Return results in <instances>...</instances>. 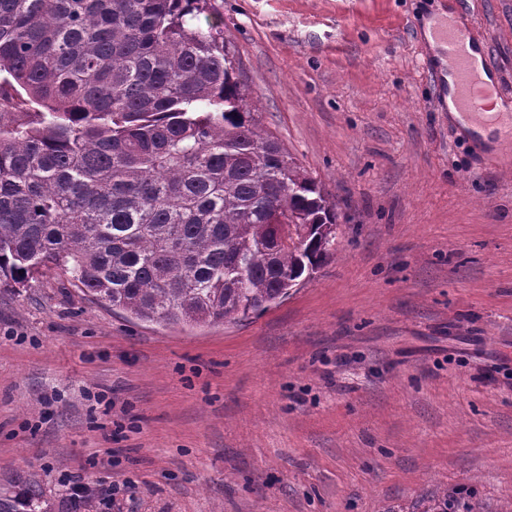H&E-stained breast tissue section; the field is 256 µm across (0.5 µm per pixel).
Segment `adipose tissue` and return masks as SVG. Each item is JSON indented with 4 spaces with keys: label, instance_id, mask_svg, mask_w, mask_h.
<instances>
[{
    "label": "adipose tissue",
    "instance_id": "adipose-tissue-1",
    "mask_svg": "<svg viewBox=\"0 0 512 512\" xmlns=\"http://www.w3.org/2000/svg\"><path fill=\"white\" fill-rule=\"evenodd\" d=\"M465 51L476 78L481 85L489 90V94L483 102L484 113L489 122L485 125H477L472 122L464 105V96L459 91L456 83H449L446 103L452 118L458 123L462 133L470 137L480 138L484 143L490 145L499 139L502 131L501 126L495 124L494 119L498 114L506 112L508 106L491 91L493 80L484 65L479 46L470 41L466 42Z\"/></svg>",
    "mask_w": 512,
    "mask_h": 512
}]
</instances>
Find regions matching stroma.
<instances>
[{"mask_svg": "<svg viewBox=\"0 0 512 512\" xmlns=\"http://www.w3.org/2000/svg\"><path fill=\"white\" fill-rule=\"evenodd\" d=\"M259 127L337 249L236 323L141 322L55 274L0 285V497L71 512H512V140L448 117L426 19L512 83V0H210ZM105 467H90L89 454ZM458 25L452 16L448 15V20L443 21L440 18H434L426 23L423 32L425 39L433 49L443 50L446 49V42L443 38L444 33H452L457 31ZM61 485L64 488L66 500L72 509H78L90 500H96L99 508L103 506L104 509H110L113 499H116V496L122 491L119 484L91 485L85 482L84 477L80 475H64Z\"/></svg>", "mask_w": 512, "mask_h": 512, "instance_id": "1", "label": "stroma"}]
</instances>
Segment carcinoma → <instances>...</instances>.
I'll use <instances>...</instances> for the list:
<instances>
[{
  "instance_id": "1",
  "label": "carcinoma",
  "mask_w": 512,
  "mask_h": 512,
  "mask_svg": "<svg viewBox=\"0 0 512 512\" xmlns=\"http://www.w3.org/2000/svg\"><path fill=\"white\" fill-rule=\"evenodd\" d=\"M208 2L0 0V281L58 271L193 328L263 313L332 255L336 204L258 126Z\"/></svg>"
}]
</instances>
